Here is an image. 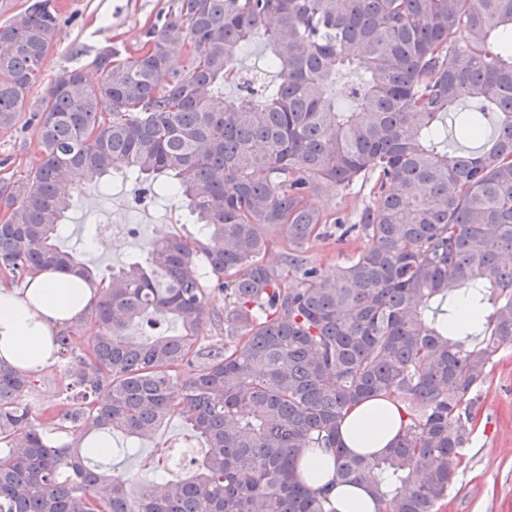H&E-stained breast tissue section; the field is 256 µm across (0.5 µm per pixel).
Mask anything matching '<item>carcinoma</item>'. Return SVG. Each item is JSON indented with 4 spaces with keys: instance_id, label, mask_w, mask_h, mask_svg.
Segmentation results:
<instances>
[{
    "instance_id": "cac0c4a2",
    "label": "carcinoma",
    "mask_w": 512,
    "mask_h": 512,
    "mask_svg": "<svg viewBox=\"0 0 512 512\" xmlns=\"http://www.w3.org/2000/svg\"><path fill=\"white\" fill-rule=\"evenodd\" d=\"M56 29L52 0L0 26V129L20 122ZM257 38L275 78L253 71L224 95ZM89 65L98 83L63 68L33 103L42 162L0 184V270L73 272L94 293L55 337L75 394L48 421L26 401L35 376L0 361V512H91L93 497L99 512H334L298 476L311 448L385 512H439L474 392L512 343V0H173L134 53L102 47ZM464 103L460 135L482 145L450 157L446 119ZM85 175L150 183L197 235L94 274L58 246ZM359 180L369 202L353 224L308 204ZM335 235L365 245L325 276L306 252ZM459 291L482 316L451 331ZM167 320L178 334L133 332ZM372 396L408 423L384 455H350L339 426ZM173 413L203 444L190 467L133 497L124 474L88 465L99 439L148 441Z\"/></svg>"
}]
</instances>
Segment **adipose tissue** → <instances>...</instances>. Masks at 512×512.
I'll use <instances>...</instances> for the list:
<instances>
[{
	"label": "adipose tissue",
	"instance_id": "obj_1",
	"mask_svg": "<svg viewBox=\"0 0 512 512\" xmlns=\"http://www.w3.org/2000/svg\"><path fill=\"white\" fill-rule=\"evenodd\" d=\"M91 298L76 276L45 272L23 287L0 286V360L35 374L57 358L53 339L72 323ZM407 423L403 405L386 397L354 404L344 418L339 439L352 454L383 455ZM303 480L324 490L333 512H382L364 484L343 483L335 476L334 456L318 449L298 462Z\"/></svg>",
	"mask_w": 512,
	"mask_h": 512
}]
</instances>
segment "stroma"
I'll return each mask as SVG.
<instances>
[{"mask_svg":"<svg viewBox=\"0 0 512 512\" xmlns=\"http://www.w3.org/2000/svg\"><path fill=\"white\" fill-rule=\"evenodd\" d=\"M52 3L58 15L56 38L43 62L41 76L28 94L32 101L47 94L56 74L65 67H84L90 82H97L100 75L89 66L95 52L105 45L130 50L139 47L146 29L168 11L171 0ZM40 160L36 125L0 129V177H19L35 169ZM368 201V186L358 183L347 189L326 183L310 199L313 207L349 219ZM111 220L135 225V235L117 249L96 250L86 245L88 229ZM161 224L171 235L194 231L187 210L179 203L140 197L138 185L116 177L108 189L90 191L77 202L60 245L80 250L86 262L105 271L143 258L156 226ZM361 246L358 240H318L309 245L307 257L324 274L331 275ZM65 364V358L60 357L39 371L36 390L26 396L35 415L50 412L59 403ZM476 412L477 423L461 450L462 466L440 512H512V345L504 346L489 366L477 395ZM126 443L124 436L115 435L112 444L118 452L103 458L102 464L125 471L138 481L145 478V460L157 455L160 448L177 443L188 453L196 446L186 422L175 414L167 417L155 437L141 442L133 454H121Z\"/></svg>","mask_w":512,"mask_h":512,"instance_id":"35a3bbf8","label":"stroma"}]
</instances>
